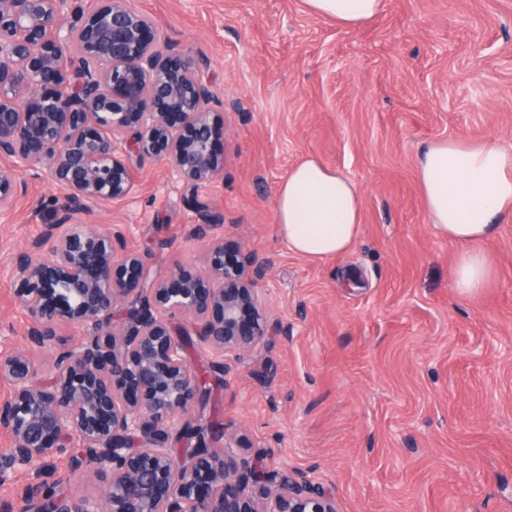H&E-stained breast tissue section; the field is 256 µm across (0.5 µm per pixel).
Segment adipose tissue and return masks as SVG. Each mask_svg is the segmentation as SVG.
I'll return each instance as SVG.
<instances>
[{
    "mask_svg": "<svg viewBox=\"0 0 512 512\" xmlns=\"http://www.w3.org/2000/svg\"><path fill=\"white\" fill-rule=\"evenodd\" d=\"M310 14L354 28L373 19L383 0H302ZM418 181L431 224L456 243L451 286L471 297L487 288L494 263L483 245L512 214V150L463 138L431 142L418 159ZM363 195L340 172L309 156L281 184L276 221L290 248L311 260L348 252L362 222Z\"/></svg>",
    "mask_w": 512,
    "mask_h": 512,
    "instance_id": "ef3b65f1",
    "label": "adipose tissue"
}]
</instances>
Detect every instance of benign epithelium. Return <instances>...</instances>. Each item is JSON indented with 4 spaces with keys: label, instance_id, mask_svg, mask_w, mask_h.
<instances>
[{
    "label": "benign epithelium",
    "instance_id": "obj_1",
    "mask_svg": "<svg viewBox=\"0 0 512 512\" xmlns=\"http://www.w3.org/2000/svg\"><path fill=\"white\" fill-rule=\"evenodd\" d=\"M170 41L129 0H0V216L23 191V172H43L65 191L68 208L48 225L12 274L29 321L27 343L51 353L47 369L25 350L0 358V427L13 448L6 469L53 465L74 438L98 496L56 497L27 485V512H336L334 499L305 472L273 473L221 445L178 451L201 417L203 390L185 359L191 343L214 364L270 335L256 280L265 267L248 254L224 260L211 241L205 272L178 266L154 274L125 247L127 228L103 233L75 219L86 203L132 191L125 156L166 165L195 186L224 180L215 149V96L188 63L172 65ZM84 326L75 346L55 345L56 329Z\"/></svg>",
    "mask_w": 512,
    "mask_h": 512
}]
</instances>
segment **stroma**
<instances>
[{
  "label": "stroma",
  "instance_id": "obj_1",
  "mask_svg": "<svg viewBox=\"0 0 512 512\" xmlns=\"http://www.w3.org/2000/svg\"><path fill=\"white\" fill-rule=\"evenodd\" d=\"M130 5L218 98L224 181L187 186L131 155V194L78 219L128 226V248L161 274L203 269L213 236L226 259L266 261L256 286L271 336L226 356L223 373L188 351L213 389L207 423L266 469L309 473L338 512H512V217L487 245L489 286L460 296L458 246L429 224L416 175L437 139L512 149V0H384L358 29L301 0ZM309 155L364 194L354 246L319 262L294 253L276 222L278 188ZM24 180L0 218V353L27 345L8 269L65 203L48 176ZM80 448L0 483V512H21L26 485L98 495L92 479L64 477Z\"/></svg>",
  "mask_w": 512,
  "mask_h": 512
}]
</instances>
